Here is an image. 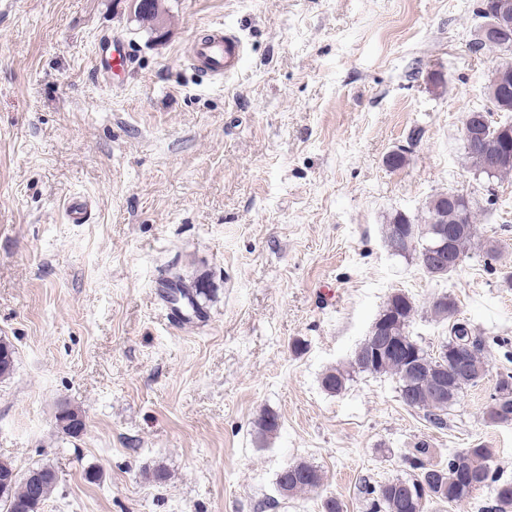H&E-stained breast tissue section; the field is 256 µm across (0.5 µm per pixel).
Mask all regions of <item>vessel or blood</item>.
<instances>
[{
	"label": "vessel or blood",
	"mask_w": 512,
	"mask_h": 512,
	"mask_svg": "<svg viewBox=\"0 0 512 512\" xmlns=\"http://www.w3.org/2000/svg\"><path fill=\"white\" fill-rule=\"evenodd\" d=\"M193 66L204 76L220 79L234 72L246 56L241 39L223 26H208L204 35L194 37L188 49Z\"/></svg>",
	"instance_id": "obj_1"
}]
</instances>
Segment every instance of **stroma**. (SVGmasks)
Segmentation results:
<instances>
[{
    "label": "stroma",
    "instance_id": "1",
    "mask_svg": "<svg viewBox=\"0 0 512 512\" xmlns=\"http://www.w3.org/2000/svg\"><path fill=\"white\" fill-rule=\"evenodd\" d=\"M480 3L165 0L156 42L126 0H0V337L16 349L0 460L55 469L41 512H370L367 488L412 474L423 443L443 465L486 445L512 481V423L484 415L512 372V175L474 174L461 138L501 59L471 49ZM216 23L247 57L204 80L186 46ZM103 37L130 57L109 82L89 67ZM455 190L477 224L456 271L392 255L390 218L423 223ZM75 196L82 224L65 216ZM174 273L206 283L203 317L168 320ZM396 292L425 349L448 335L430 311L445 293L486 342L485 376L444 426L394 376L321 384ZM67 406L79 437L57 426ZM299 462L320 486L281 495Z\"/></svg>",
    "mask_w": 512,
    "mask_h": 512
}]
</instances>
